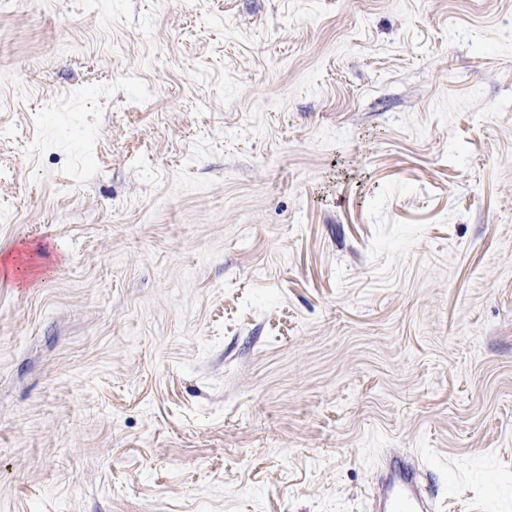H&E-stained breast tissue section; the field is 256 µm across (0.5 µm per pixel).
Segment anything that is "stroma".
Wrapping results in <instances>:
<instances>
[{
    "label": "stroma",
    "mask_w": 512,
    "mask_h": 512,
    "mask_svg": "<svg viewBox=\"0 0 512 512\" xmlns=\"http://www.w3.org/2000/svg\"><path fill=\"white\" fill-rule=\"evenodd\" d=\"M512 512V0H0V512ZM367 500L368 512H438L424 468L406 451H393L382 459Z\"/></svg>",
    "instance_id": "obj_1"
}]
</instances>
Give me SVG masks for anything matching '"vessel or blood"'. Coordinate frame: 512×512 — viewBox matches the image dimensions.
I'll return each instance as SVG.
<instances>
[{
  "label": "vessel or blood",
  "mask_w": 512,
  "mask_h": 512,
  "mask_svg": "<svg viewBox=\"0 0 512 512\" xmlns=\"http://www.w3.org/2000/svg\"><path fill=\"white\" fill-rule=\"evenodd\" d=\"M367 500L368 512H438L424 468L406 451H393L382 459Z\"/></svg>",
  "instance_id": "b4317fda"
}]
</instances>
